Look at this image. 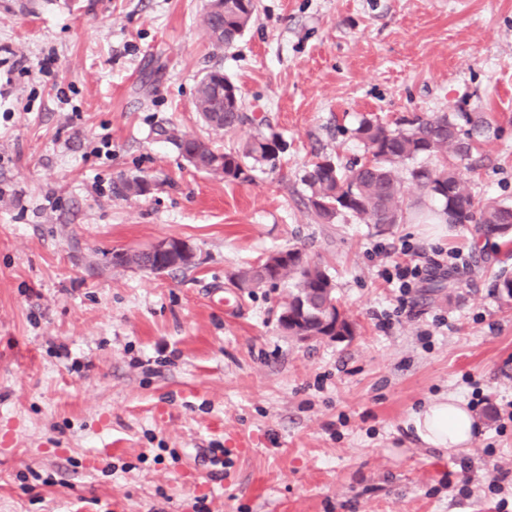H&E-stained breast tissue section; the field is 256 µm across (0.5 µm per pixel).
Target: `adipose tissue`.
Here are the masks:
<instances>
[{"instance_id":"ef3b65f1","label":"adipose tissue","mask_w":512,"mask_h":512,"mask_svg":"<svg viewBox=\"0 0 512 512\" xmlns=\"http://www.w3.org/2000/svg\"><path fill=\"white\" fill-rule=\"evenodd\" d=\"M408 422L421 442L442 450H466L479 429L466 404L453 396L430 402Z\"/></svg>"}]
</instances>
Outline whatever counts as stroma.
Masks as SVG:
<instances>
[{
  "mask_svg": "<svg viewBox=\"0 0 512 512\" xmlns=\"http://www.w3.org/2000/svg\"><path fill=\"white\" fill-rule=\"evenodd\" d=\"M206 4L0 0V512H512V253L459 224L317 223L304 182L318 157L365 161L363 119L476 112L462 179L512 205V0H259L219 50ZM214 68L284 141L276 170L227 182L161 136L255 133L200 121ZM169 239L192 266L112 262ZM405 242L463 255L403 297L382 271ZM292 245L351 338L284 332L288 283L237 287ZM449 394L481 426L458 454L406 425Z\"/></svg>",
  "mask_w": 512,
  "mask_h": 512,
  "instance_id": "1",
  "label": "stroma"
}]
</instances>
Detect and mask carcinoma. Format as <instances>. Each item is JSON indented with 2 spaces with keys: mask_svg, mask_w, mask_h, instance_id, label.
<instances>
[{
  "mask_svg": "<svg viewBox=\"0 0 512 512\" xmlns=\"http://www.w3.org/2000/svg\"><path fill=\"white\" fill-rule=\"evenodd\" d=\"M257 10V0H224V13H204L205 31L215 32L224 25V40H211L215 48L229 45L243 33ZM194 106L202 121L213 130L226 133L250 122L241 112L237 86L214 69L206 72L198 83ZM478 126L468 112H446L416 115L405 120L406 128L389 129L382 123L365 119L356 129L369 158L350 168H341L330 157L313 162L305 176L309 188L308 208L320 224H332L349 214L364 224L383 231L400 223L403 215V193L398 177L399 166L420 157H446L452 153L460 159L470 156L472 132L463 124ZM167 139L184 154L200 151L201 161L223 160L217 175L226 181H249V168L243 159L274 170L284 152V143L275 132L253 135L237 151L218 152L205 141L167 131ZM411 181L442 205L441 216L450 224H471L474 233L489 239L512 235V207L501 204L479 206L463 185L456 169L442 163L436 167L417 166L409 169ZM119 266L147 267L156 270L155 261L146 254L124 252L113 256ZM240 288L275 284L288 280V335L352 336L354 324L347 316L331 317L328 306L336 300L328 274L304 251L290 246L271 254L262 264L244 270L236 277Z\"/></svg>",
  "mask_w": 512,
  "mask_h": 512,
  "instance_id": "cac0c4a2",
  "label": "carcinoma"
}]
</instances>
